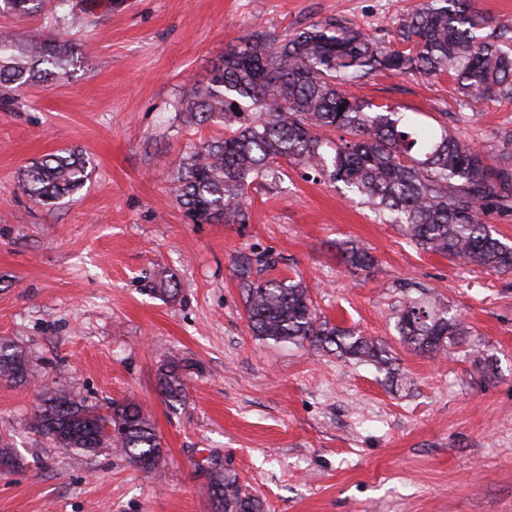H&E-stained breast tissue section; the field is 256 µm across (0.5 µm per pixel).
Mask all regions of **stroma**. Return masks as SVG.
<instances>
[{"label":"stroma","mask_w":512,"mask_h":512,"mask_svg":"<svg viewBox=\"0 0 512 512\" xmlns=\"http://www.w3.org/2000/svg\"><path fill=\"white\" fill-rule=\"evenodd\" d=\"M423 0H89L81 27L56 0L17 39L68 32L79 51L64 80L0 101V337L23 347L33 384L0 382V438L24 466L0 473V512H210L204 460L217 453L265 512H512V274L417 248L369 206L282 162L248 190L245 223H193L173 192L181 158L218 137L186 127L178 104L226 48L338 21L394 41ZM353 95L447 123L488 164L512 162V99L463 105L445 76H374ZM83 150L84 187L44 207L20 171ZM353 241L375 257L347 270ZM171 276L175 297L148 277ZM303 281L322 316L383 340L404 386L368 364L265 344L246 319V282ZM461 315L467 345L427 356L401 344V282ZM186 359L187 401L157 391L167 357ZM488 358L486 376L479 358ZM101 408L140 404L163 442L143 475L116 449L85 457L31 428L41 388Z\"/></svg>","instance_id":"1"}]
</instances>
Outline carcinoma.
<instances>
[{
    "label": "carcinoma",
    "mask_w": 512,
    "mask_h": 512,
    "mask_svg": "<svg viewBox=\"0 0 512 512\" xmlns=\"http://www.w3.org/2000/svg\"><path fill=\"white\" fill-rule=\"evenodd\" d=\"M36 0H0L19 18ZM485 19L470 0H425L399 19L398 45L334 22L311 24L285 36L260 32L224 51L209 77L191 85L178 112L189 127L219 125L224 134L183 158L173 178L180 205L199 223L246 221V197L256 181H274L286 160L310 170L370 206L424 251L463 264L512 273V247L484 222L490 210H512V165L493 169L483 153L448 125H427L388 103L349 94L346 87L381 73L446 76L462 103L512 98V27L486 35ZM76 44L64 37L16 42L0 35V86L20 87L61 78ZM332 131L347 137L335 141ZM90 158L48 154L25 167L24 193L53 206L84 187ZM354 272H371L374 256L354 242L342 247ZM245 311L257 339L309 347L338 358L368 362L389 376L394 360L382 341L321 318L301 281L269 280L245 288ZM404 345L421 354L445 353L469 335L448 305L425 288L395 311ZM26 356L0 338V381L25 382ZM157 387L171 406L186 399L183 360L163 363ZM33 429L60 447L94 456L110 447L144 473L162 457V438L143 408L114 402L107 413L65 389L47 388L32 417ZM211 512H263L235 474L212 463L205 487Z\"/></svg>",
    "instance_id": "carcinoma-1"
}]
</instances>
